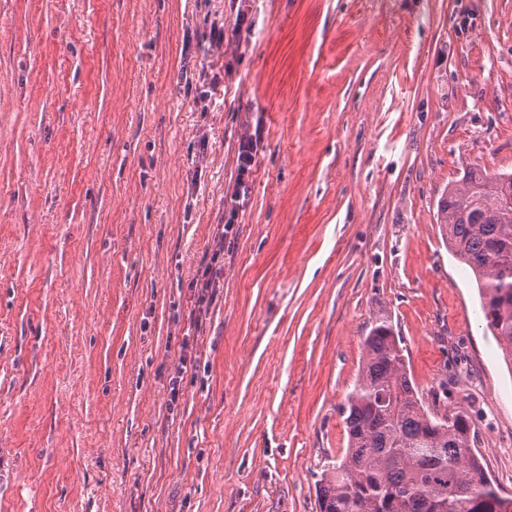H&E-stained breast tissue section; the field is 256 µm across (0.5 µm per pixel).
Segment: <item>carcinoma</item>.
I'll return each instance as SVG.
<instances>
[{
    "mask_svg": "<svg viewBox=\"0 0 512 512\" xmlns=\"http://www.w3.org/2000/svg\"><path fill=\"white\" fill-rule=\"evenodd\" d=\"M512 173L470 169L437 212L451 254L476 280L487 328L512 362ZM344 405L348 444L323 473L319 512H512L488 479L467 414L451 411L448 380L422 400L402 338L386 314L363 342Z\"/></svg>",
    "mask_w": 512,
    "mask_h": 512,
    "instance_id": "obj_1",
    "label": "carcinoma"
}]
</instances>
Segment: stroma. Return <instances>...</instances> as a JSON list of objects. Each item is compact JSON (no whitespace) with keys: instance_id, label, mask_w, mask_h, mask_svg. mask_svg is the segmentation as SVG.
<instances>
[{"instance_id":"stroma-1","label":"stroma","mask_w":512,"mask_h":512,"mask_svg":"<svg viewBox=\"0 0 512 512\" xmlns=\"http://www.w3.org/2000/svg\"><path fill=\"white\" fill-rule=\"evenodd\" d=\"M473 167L512 172V0H0V512H319L380 312L512 495V368L437 222ZM258 142L259 137L256 132L255 135H243L236 144L234 182L224 196L227 219L224 224H217L210 262L198 270L192 282L195 299L194 311H192L193 327L196 333L194 336H198L197 333L203 331L204 321L207 319L212 300L217 295L219 288L224 286V241L234 239L237 234L236 224H238L239 213L243 211L248 199L250 189L248 181L255 166Z\"/></svg>"}]
</instances>
